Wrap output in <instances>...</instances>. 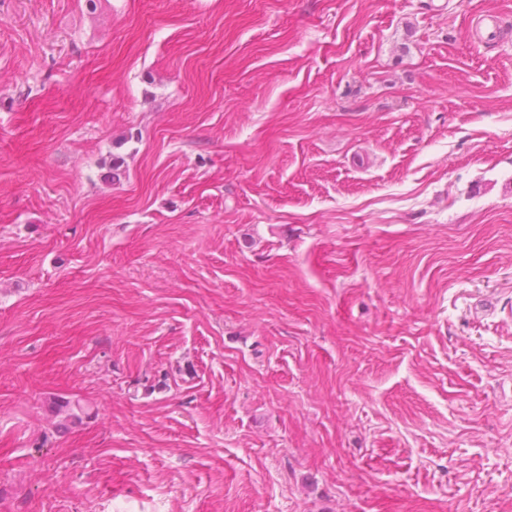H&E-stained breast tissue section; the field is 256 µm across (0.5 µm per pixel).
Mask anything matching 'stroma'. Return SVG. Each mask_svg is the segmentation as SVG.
I'll use <instances>...</instances> for the list:
<instances>
[{
	"mask_svg": "<svg viewBox=\"0 0 512 512\" xmlns=\"http://www.w3.org/2000/svg\"><path fill=\"white\" fill-rule=\"evenodd\" d=\"M483 11L0 0V512H512Z\"/></svg>",
	"mask_w": 512,
	"mask_h": 512,
	"instance_id": "stroma-1",
	"label": "stroma"
}]
</instances>
